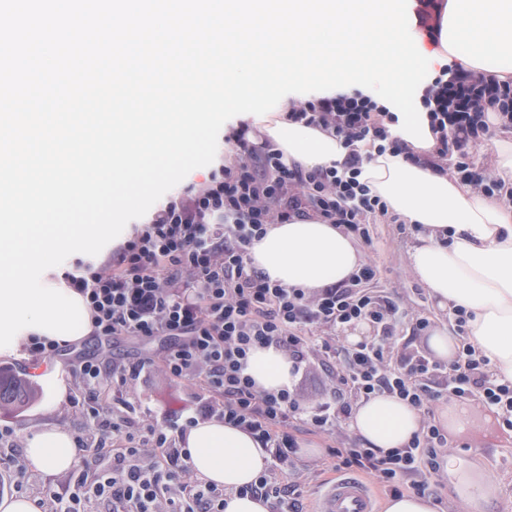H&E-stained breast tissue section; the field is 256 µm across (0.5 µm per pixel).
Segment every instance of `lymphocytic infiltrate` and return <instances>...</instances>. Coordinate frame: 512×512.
<instances>
[{
  "label": "lymphocytic infiltrate",
  "mask_w": 512,
  "mask_h": 512,
  "mask_svg": "<svg viewBox=\"0 0 512 512\" xmlns=\"http://www.w3.org/2000/svg\"><path fill=\"white\" fill-rule=\"evenodd\" d=\"M415 102L437 141L430 165L451 164L460 182L503 193L511 202L503 181L477 174L470 155L488 139L491 118L512 125V82L448 65L420 84ZM282 118L342 138L348 150L342 166H288L259 127L240 123L222 135L203 181L189 182L155 204L108 259L78 260L62 269L61 278L86 300L91 336L159 342L172 378L202 377L206 390L222 396L217 412L196 402L182 408L178 431L216 414L253 435L268 458L245 491L269 501L274 512H304L296 487L282 488L278 480L297 459L298 442L288 426L299 404L290 389L256 388L246 368L258 347L284 350L296 372L312 350H320L335 361L340 384L366 398L389 394L408 401L420 412L421 426L407 446L387 452L367 445L335 448L331 455L337 471L367 476L390 494L406 488L437 494L429 478L439 471L448 441L431 417L433 382L444 380L453 396L497 407L511 427L512 384L491 379L486 359L470 346L446 365L399 336L402 323H410L413 336L425 335L430 323L406 317L389 297L361 292V284L377 275L373 264L311 292L270 283L251 266L252 241L275 222L317 218L368 238L369 224L387 216L388 207L361 182L364 158L357 145L406 150L390 134L396 113L360 92L298 100ZM359 321L372 324L377 334L347 348L305 332ZM86 410L119 445L95 449L93 464L67 485L46 488L40 505L50 512H86L87 504L103 500L110 512H224L223 489L190 477L188 453L174 437L149 428L147 450L127 417L105 415L96 404Z\"/></svg>",
  "instance_id": "obj_1"
}]
</instances>
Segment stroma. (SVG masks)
Here are the masks:
<instances>
[{"label":"stroma","instance_id":"stroma-1","mask_svg":"<svg viewBox=\"0 0 512 512\" xmlns=\"http://www.w3.org/2000/svg\"><path fill=\"white\" fill-rule=\"evenodd\" d=\"M369 232V239L355 241L364 261L378 268L376 278L366 285L367 291L391 297L403 310L423 315L431 325H438L440 311L408 268V253L414 243L413 225L403 226L386 217L371 224ZM84 356L97 358L107 382L112 379L114 361L139 358L149 361V368L124 390V397L133 408L129 419L142 431L151 424L170 421L174 412L188 404L195 390L189 382L169 376L160 361L157 344L134 339L103 344L85 335L74 341L72 353L53 367L36 370L23 352L0 356V368L27 379L36 392L30 402L0 409V426L8 425L14 430L8 444L0 446V456L13 448H25L31 428L45 422L58 424L74 436L83 432L87 419L82 402L87 386L75 368ZM333 372V363L319 356L296 376L293 389L304 411H313L328 401L334 388ZM466 406L475 426L461 433H449L447 451L472 459L491 471L506 488V496L487 505L485 512H512V431L504 429L493 407L476 400L467 401ZM355 439V434L344 424L332 434L303 436L302 447L321 450L314 458L300 456L294 475L305 507H313L323 484L336 474L330 448Z\"/></svg>","mask_w":512,"mask_h":512}]
</instances>
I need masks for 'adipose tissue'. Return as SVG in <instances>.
<instances>
[{"label": "adipose tissue", "instance_id": "obj_1", "mask_svg": "<svg viewBox=\"0 0 512 512\" xmlns=\"http://www.w3.org/2000/svg\"><path fill=\"white\" fill-rule=\"evenodd\" d=\"M396 132L413 158L389 150L372 153L361 180L386 202L389 212L417 227L409 269L438 309L448 317L460 309L469 316L465 339L453 336L442 323L430 329L426 347L435 358L449 362L460 343H468L488 359L497 382L512 383V206L424 163L436 139L422 113H405ZM249 257L271 282L308 291L346 280L362 262L342 227L318 220L267 225L262 238L250 246ZM246 372L261 390L291 384L288 356L273 347L254 350ZM420 424L419 411L387 394L359 401L349 421L359 438L383 450L406 446ZM184 446L191 472L223 487L224 512H269L266 502L239 493L265 467V453L253 435L212 419L190 428ZM25 458L35 469L61 473L76 464L78 450L68 431L46 424L28 436ZM442 466L454 481L459 512H483L506 494L489 472L461 456H444Z\"/></svg>", "mask_w": 512, "mask_h": 512}]
</instances>
